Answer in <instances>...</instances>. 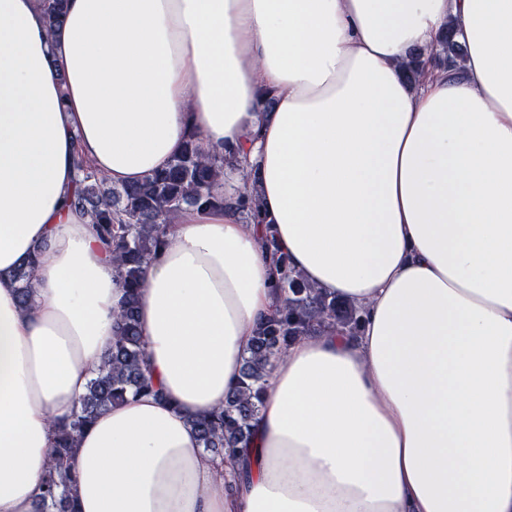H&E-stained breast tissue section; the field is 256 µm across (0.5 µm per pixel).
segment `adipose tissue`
Segmentation results:
<instances>
[{"instance_id":"ef3b65f1","label":"adipose tissue","mask_w":512,"mask_h":512,"mask_svg":"<svg viewBox=\"0 0 512 512\" xmlns=\"http://www.w3.org/2000/svg\"><path fill=\"white\" fill-rule=\"evenodd\" d=\"M448 31L464 59L406 81ZM192 132L247 151L267 223L190 209L148 262L162 394L81 435L78 512H512V0H67L54 33L0 0V512H34L125 299L66 205L74 150L130 185ZM266 226L363 320L273 358L248 455L219 461L192 421L275 309ZM36 263V256H29L13 273V277L18 283L19 301L24 308L29 306L34 293L33 277Z\"/></svg>"}]
</instances>
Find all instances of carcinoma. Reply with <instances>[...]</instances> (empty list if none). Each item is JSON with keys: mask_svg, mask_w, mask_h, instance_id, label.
Segmentation results:
<instances>
[{"mask_svg": "<svg viewBox=\"0 0 512 512\" xmlns=\"http://www.w3.org/2000/svg\"><path fill=\"white\" fill-rule=\"evenodd\" d=\"M50 30H57L67 10L66 0H43ZM464 47L445 34L439 40L435 61L440 66L463 58ZM422 52L415 51L404 70L415 83L422 71ZM77 174L69 206L90 218L96 235L107 245L126 296L117 314L112 348L105 356L101 373L89 382L79 408L52 424L53 450L43 476L37 512H77L72 495L73 458L79 435L98 414L130 395H160L147 376L145 341L137 322V298L145 267L164 244L174 219L187 208L214 210L235 208L247 223L262 224L266 217L256 179L244 178L235 194H224V175L246 168L236 154L205 150L189 134L167 167L152 171L132 185L113 186L78 151L73 157ZM263 248L272 266L279 304L275 313L258 323L253 331L250 355L245 359L241 386L224 402V409L192 421L205 450L219 458L235 455L252 435L259 415L260 394L268 381L270 360L302 336L332 327L350 334L360 324L359 309L323 293L305 277L288 270V261L275 247L270 230H265ZM36 256H30L13 277L19 301L28 307L34 293Z\"/></svg>", "mask_w": 512, "mask_h": 512, "instance_id": "1", "label": "carcinoma"}]
</instances>
